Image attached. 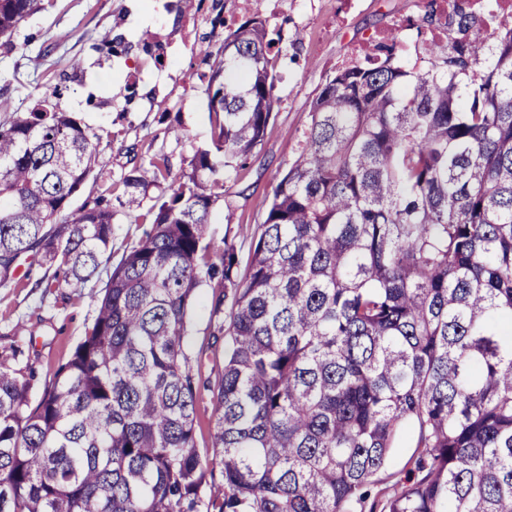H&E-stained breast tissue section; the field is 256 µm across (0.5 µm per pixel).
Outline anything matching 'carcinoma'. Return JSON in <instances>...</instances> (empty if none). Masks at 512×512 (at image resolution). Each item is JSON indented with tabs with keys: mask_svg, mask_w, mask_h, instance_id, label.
<instances>
[{
	"mask_svg": "<svg viewBox=\"0 0 512 512\" xmlns=\"http://www.w3.org/2000/svg\"><path fill=\"white\" fill-rule=\"evenodd\" d=\"M41 2L0 0V37ZM279 42L258 17L212 30V148L36 406L23 348L0 350V512H355L406 434L421 453L384 512H512V28L336 70L242 268L211 210L279 106ZM57 96L0 124V288L29 257L65 301L112 260L118 212L71 208L100 149ZM170 177L159 157L124 186ZM204 284L227 336L205 457L184 350Z\"/></svg>",
	"mask_w": 512,
	"mask_h": 512,
	"instance_id": "carcinoma-1",
	"label": "carcinoma"
}]
</instances>
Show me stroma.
Wrapping results in <instances>:
<instances>
[{
  "label": "stroma",
  "instance_id": "1",
  "mask_svg": "<svg viewBox=\"0 0 512 512\" xmlns=\"http://www.w3.org/2000/svg\"><path fill=\"white\" fill-rule=\"evenodd\" d=\"M266 0H204L201 8L183 0H43L44 7L0 39V123L29 111L37 94L59 87V109L82 119L90 136L100 141L99 163L73 207L105 199L118 205L123 179L151 159L164 157L172 176L187 171L197 150L212 142L207 99L199 89L204 54L216 16L244 21L266 16ZM313 10H287L275 18L288 54L276 67L274 112L262 143L246 167L224 183V198L211 214L210 236L216 246L235 243L247 261L250 241L268 208L273 180L298 157L311 123L309 112L325 81L348 64L355 44L374 31L391 30L414 17L421 28L433 20L422 0H314ZM122 37L126 49L116 55L101 44L103 32ZM80 70H72V60ZM161 193L151 186L138 202L122 209L113 227L112 256L150 227L148 211ZM45 273L33 267L16 286L0 288V347L16 342L19 326L37 331L23 349L37 372L30 393L39 401L57 367L66 362L96 315L103 295L101 279L88 283L68 304L43 296L36 286ZM212 290L200 286L190 317L185 350L201 379L214 378L224 363L223 342H212L216 320L211 315ZM419 454L410 439L394 448L386 466L372 479L366 503L357 512L383 506L413 469Z\"/></svg>",
  "mask_w": 512,
  "mask_h": 512
}]
</instances>
